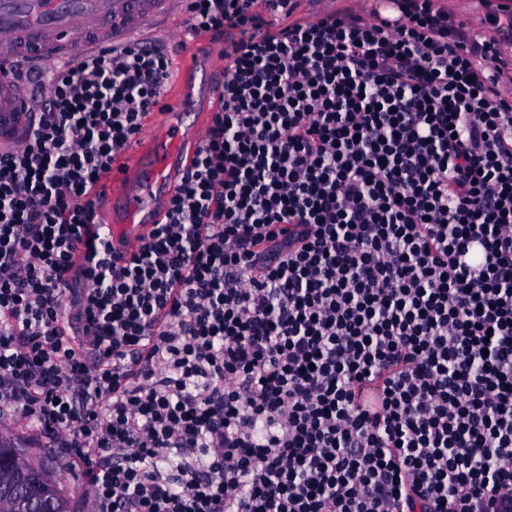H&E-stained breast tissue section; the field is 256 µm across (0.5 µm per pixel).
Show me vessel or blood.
<instances>
[{"mask_svg":"<svg viewBox=\"0 0 512 512\" xmlns=\"http://www.w3.org/2000/svg\"><path fill=\"white\" fill-rule=\"evenodd\" d=\"M187 0H0V149L14 146L34 129L32 94L15 78L32 63L51 67L75 62L99 44L119 45L153 31L181 14ZM186 94H169L156 115V132L140 137L114 164L106 187L108 202L123 223L110 225L112 237L136 245L161 206L175 192L174 175L187 146L200 144L208 125L193 113ZM135 183H127L128 169Z\"/></svg>","mask_w":512,"mask_h":512,"instance_id":"1","label":"vessel or blood"}]
</instances>
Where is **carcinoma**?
<instances>
[{"label":"carcinoma","instance_id":"cac0c4a2","mask_svg":"<svg viewBox=\"0 0 512 512\" xmlns=\"http://www.w3.org/2000/svg\"><path fill=\"white\" fill-rule=\"evenodd\" d=\"M18 450L20 444L15 440L0 437V473H11L10 483L0 482V495H11L15 487L24 490L21 496L13 498L8 512H32L33 503L44 505L49 512H71L70 500L61 487L60 479L44 464L31 459L23 467H16L13 455Z\"/></svg>","mask_w":512,"mask_h":512}]
</instances>
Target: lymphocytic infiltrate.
<instances>
[{
    "label": "lymphocytic infiltrate",
    "mask_w": 512,
    "mask_h": 512,
    "mask_svg": "<svg viewBox=\"0 0 512 512\" xmlns=\"http://www.w3.org/2000/svg\"><path fill=\"white\" fill-rule=\"evenodd\" d=\"M298 2L188 0L224 93L133 248L95 189L171 54L30 75L39 125L0 152V417L86 512H512V57L436 0ZM299 8L293 15L294 19L311 18L323 10H353L370 15L377 6L385 0H300ZM330 1V2H328ZM200 38H203V37H199V38H196L193 40L188 39L193 42L195 40L199 39L198 40L199 45L197 47V54H196L199 66L202 69L208 67L209 65H213L217 68H222L223 76H224L225 62H224V58L221 56V49H222L221 44H214L208 40L200 39Z\"/></svg>",
    "instance_id": "obj_1"
}]
</instances>
